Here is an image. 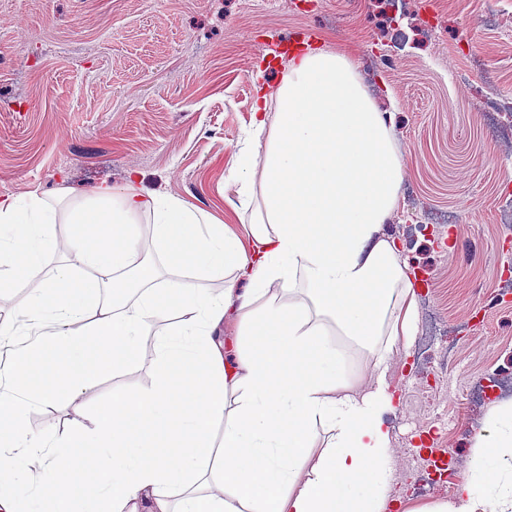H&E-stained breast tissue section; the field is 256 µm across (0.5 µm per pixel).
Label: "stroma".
I'll list each match as a JSON object with an SVG mask.
<instances>
[{
  "label": "stroma",
  "mask_w": 512,
  "mask_h": 512,
  "mask_svg": "<svg viewBox=\"0 0 512 512\" xmlns=\"http://www.w3.org/2000/svg\"><path fill=\"white\" fill-rule=\"evenodd\" d=\"M274 36L346 47L395 115L403 200L387 230L425 278L387 377L400 395L390 485L420 512L455 487L417 497L414 456L441 446L465 472L491 407L466 389L512 377V300L491 303L512 261V0H0V194L75 201L133 174L143 191L226 218L254 66L267 58L272 90L287 72L266 55ZM155 371L140 351L53 406L29 400L26 426L69 437Z\"/></svg>",
  "instance_id": "35a3bbf8"
}]
</instances>
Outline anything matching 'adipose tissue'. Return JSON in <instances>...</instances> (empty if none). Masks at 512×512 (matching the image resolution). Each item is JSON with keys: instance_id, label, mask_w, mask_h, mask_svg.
<instances>
[{"instance_id": "ef3b65f1", "label": "adipose tissue", "mask_w": 512, "mask_h": 512, "mask_svg": "<svg viewBox=\"0 0 512 512\" xmlns=\"http://www.w3.org/2000/svg\"><path fill=\"white\" fill-rule=\"evenodd\" d=\"M251 127L234 169L232 210L244 234L188 201L101 188L57 209L37 193L0 194V288L18 270L38 280L18 313L51 317L31 358L15 357L0 410V512H388L393 450L385 382L393 347L412 336L418 307L409 264L385 226L400 207L403 155L347 51L298 52L280 87L253 73ZM178 282L133 283L139 220ZM70 226L59 239L58 221ZM65 249L45 270L46 256ZM224 282L221 294L201 287ZM168 315L154 345L152 389L102 403L76 443L24 428L23 392L55 402L122 368ZM239 323L234 352L220 336ZM345 336L371 353L353 381ZM224 422V444L211 427ZM476 433L452 501L425 512H512V399ZM40 483L30 488L28 474Z\"/></svg>"}]
</instances>
